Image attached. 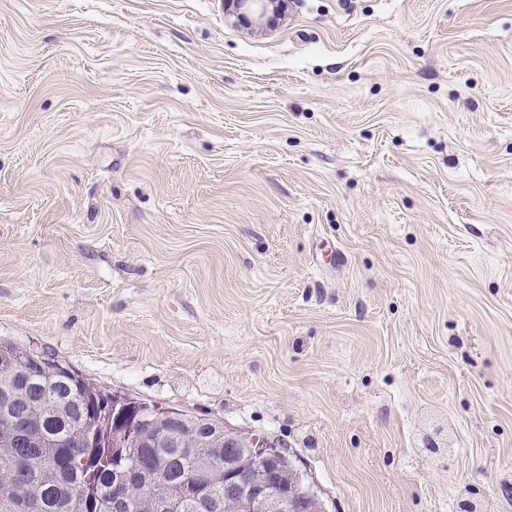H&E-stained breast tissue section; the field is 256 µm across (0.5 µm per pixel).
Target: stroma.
Wrapping results in <instances>:
<instances>
[{
  "label": "stroma",
  "instance_id": "stroma-1",
  "mask_svg": "<svg viewBox=\"0 0 512 512\" xmlns=\"http://www.w3.org/2000/svg\"><path fill=\"white\" fill-rule=\"evenodd\" d=\"M0 339L323 512H512V0H0ZM288 0H225L227 19L251 33L277 29L288 15ZM154 412L157 417L163 420H168L176 426H187L191 424L194 427L203 429L207 434H209V442H216L220 436H222L217 426H215L209 419L198 417L191 420L189 415L160 404L154 406Z\"/></svg>",
  "mask_w": 512,
  "mask_h": 512
}]
</instances>
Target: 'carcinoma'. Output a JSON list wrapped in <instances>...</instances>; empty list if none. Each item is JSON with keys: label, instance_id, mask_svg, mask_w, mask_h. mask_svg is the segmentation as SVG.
<instances>
[{"label": "carcinoma", "instance_id": "cac0c4a2", "mask_svg": "<svg viewBox=\"0 0 512 512\" xmlns=\"http://www.w3.org/2000/svg\"><path fill=\"white\" fill-rule=\"evenodd\" d=\"M19 382L27 384L28 402L13 409L0 404V497L32 504L35 512H112L122 487V512H159L171 498L181 499L182 512H245L241 501L224 498V454L200 447L196 430L185 429L172 442L169 425L155 420L145 404H116L53 355L38 367L28 348L0 341V400ZM101 402L88 437L82 410ZM119 420L146 441L113 446L112 424ZM80 440L90 442L85 452L91 463L64 477L56 468L58 454Z\"/></svg>", "mask_w": 512, "mask_h": 512}]
</instances>
